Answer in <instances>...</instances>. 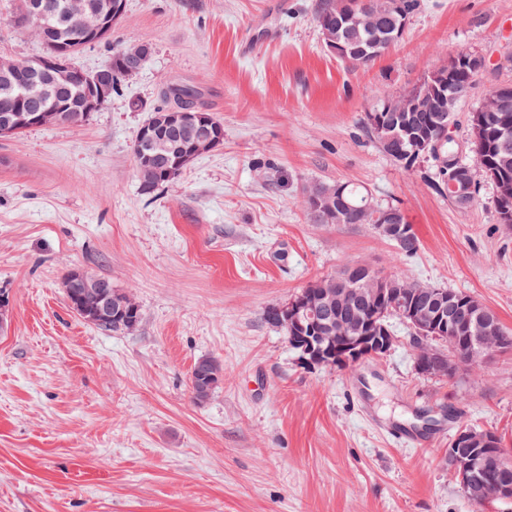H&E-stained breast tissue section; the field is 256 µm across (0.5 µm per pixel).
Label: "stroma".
Returning a JSON list of instances; mask_svg holds the SVG:
<instances>
[{
	"label": "stroma",
	"instance_id": "obj_1",
	"mask_svg": "<svg viewBox=\"0 0 512 512\" xmlns=\"http://www.w3.org/2000/svg\"><path fill=\"white\" fill-rule=\"evenodd\" d=\"M317 0H126L111 36L75 58L104 67L146 44V68L81 127L0 138V512H512L476 506L448 467L458 424L512 450V351L454 378L417 373L405 325L393 349L345 368L307 365L263 311L361 262L478 297L512 330V227L482 183L460 211L432 166L407 171L359 128L378 91L406 90L467 46L512 48V0H423L402 40L353 70L325 48ZM0 0V58L44 46ZM512 69L480 76L467 117ZM195 87L224 124L154 197L138 191L132 145L164 103ZM352 181L401 208L411 256L368 224H317L310 182ZM80 269L131 294L142 321L103 332L68 306ZM212 358L224 378L206 403L189 389ZM417 434L407 446L392 429Z\"/></svg>",
	"mask_w": 512,
	"mask_h": 512
}]
</instances>
